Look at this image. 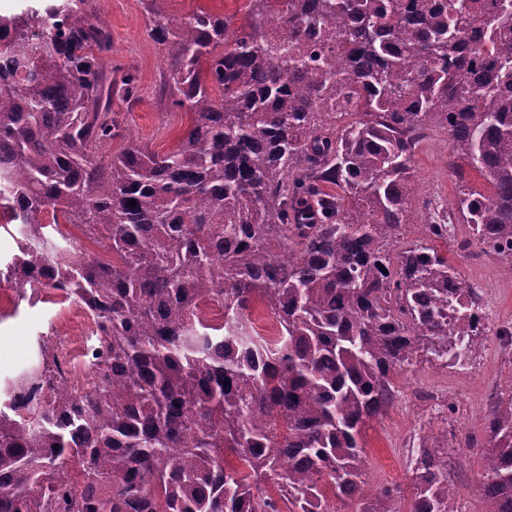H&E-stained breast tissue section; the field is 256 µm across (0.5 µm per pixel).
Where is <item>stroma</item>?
Segmentation results:
<instances>
[{"instance_id": "35a3bbf8", "label": "stroma", "mask_w": 512, "mask_h": 512, "mask_svg": "<svg viewBox=\"0 0 512 512\" xmlns=\"http://www.w3.org/2000/svg\"><path fill=\"white\" fill-rule=\"evenodd\" d=\"M95 4L112 34L107 66L117 76L136 69L138 78L136 98L112 100L122 130L113 140L111 152H120L132 140L161 153L171 150L188 118L184 111L172 108L162 93L167 59L163 47L150 35L154 14L184 17L196 7L206 6L230 17L232 27L238 28L247 23V0H95ZM454 161L450 137L442 128L434 130L417 150L414 170L419 193L403 241L423 238V217L428 209L450 208L464 190L485 188L476 172L458 177ZM468 237V230L460 225L448 239L437 241L436 247L447 253L462 280L482 295L486 331L477 337L467 368H447L424 356L403 367L396 377L393 405L365 428L364 480L370 494L393 485L410 488L421 439L430 429L444 426L454 435L449 451L454 472L448 493L456 512H487L482 491L486 442L482 420L495 391L512 383V344L495 334L497 326L512 325V275L497 254L486 246L468 244ZM61 333L73 336L77 330L67 312L49 297L36 302L14 299L0 306V384L33 363L37 336ZM418 385L439 393L438 406L427 408L411 399L410 392Z\"/></svg>"}]
</instances>
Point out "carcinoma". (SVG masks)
I'll return each instance as SVG.
<instances>
[{
	"label": "carcinoma",
	"mask_w": 512,
	"mask_h": 512,
	"mask_svg": "<svg viewBox=\"0 0 512 512\" xmlns=\"http://www.w3.org/2000/svg\"><path fill=\"white\" fill-rule=\"evenodd\" d=\"M92 4L0 17V208L22 226L0 280L83 306L96 374L66 390L42 335L0 388V512H281L284 490L293 512H456L442 431L422 439L410 498L369 500L363 432L404 365L464 368L480 335L482 298L448 256L396 248L432 127L456 173L488 185L455 210L512 273V0H249L233 33L207 7L157 14L189 123L168 152L117 154L112 89L133 98L137 77L112 79ZM60 217L104 256L53 243ZM448 220L426 217V238L448 239ZM204 300L224 322L198 316ZM483 426L488 512H512V388Z\"/></svg>",
	"instance_id": "cac0c4a2"
}]
</instances>
